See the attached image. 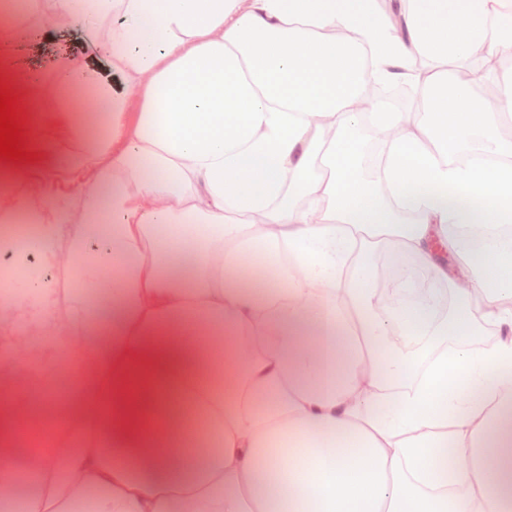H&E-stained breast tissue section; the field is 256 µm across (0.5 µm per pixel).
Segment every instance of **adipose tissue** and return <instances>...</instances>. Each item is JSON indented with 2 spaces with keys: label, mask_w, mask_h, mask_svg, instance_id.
I'll use <instances>...</instances> for the list:
<instances>
[{
  "label": "adipose tissue",
  "mask_w": 512,
  "mask_h": 512,
  "mask_svg": "<svg viewBox=\"0 0 512 512\" xmlns=\"http://www.w3.org/2000/svg\"><path fill=\"white\" fill-rule=\"evenodd\" d=\"M407 2L395 37L378 0H42L46 34L77 25L106 59L60 55L50 111L35 72L0 67L37 155L0 161L24 185L0 190V223L35 226L51 273L0 307V458L28 477L23 512H512V338L468 346L512 323V94L477 101L436 69L412 128L375 104L399 131L383 195L355 108L419 59L498 82L481 49L512 47V10ZM67 173L79 189L55 192ZM382 242L439 280L452 251L477 281L446 317L415 286L383 312L364 254ZM405 339L430 341L427 367ZM33 364L63 399L22 389ZM49 423L65 455L27 450ZM379 134L380 133H378V131L372 126L368 118L358 130V136L360 138L363 149V163L361 172L363 178L371 184H374L376 181L374 178L371 161L379 143ZM512 338V328L506 324L492 325L483 324L477 329L474 336L471 337V347L473 349H482L499 339Z\"/></svg>",
  "instance_id": "ef3b65f1"
}]
</instances>
